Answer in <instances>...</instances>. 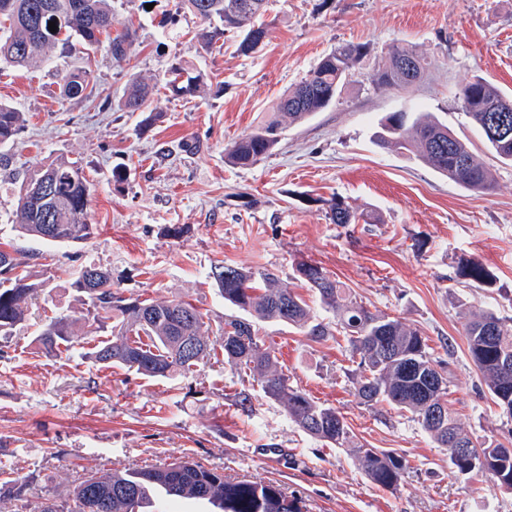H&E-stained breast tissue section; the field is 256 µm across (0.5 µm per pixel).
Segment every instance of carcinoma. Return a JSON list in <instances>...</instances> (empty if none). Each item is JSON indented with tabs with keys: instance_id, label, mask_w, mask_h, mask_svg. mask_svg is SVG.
<instances>
[{
	"instance_id": "cac0c4a2",
	"label": "carcinoma",
	"mask_w": 512,
	"mask_h": 512,
	"mask_svg": "<svg viewBox=\"0 0 512 512\" xmlns=\"http://www.w3.org/2000/svg\"><path fill=\"white\" fill-rule=\"evenodd\" d=\"M114 0H0V63L16 70L48 62L54 54H69L80 46L93 51L107 43L116 64L127 57L136 32L125 27L112 31ZM181 7L201 17L208 26L194 39L204 51L216 47L229 31H242L238 44L243 55L252 52L251 39L266 34L257 19L267 11L269 0H180ZM58 26L49 31L48 22ZM368 55L360 43H345L325 55L309 74L272 107V115L252 133L236 141L226 153L229 163L251 166L268 156L278 144L282 130L301 123L327 108L345 84L351 71ZM405 60L423 73V59L415 49L396 45L388 53L374 81L384 87L411 85L402 71ZM165 87L182 98H204L209 85L194 64L181 60L166 72ZM61 95L66 99H89L95 85L86 68L60 75ZM154 86L140 76L131 79L119 103L124 112H141L153 95ZM470 95L465 116L477 126L498 161L512 163V144L500 129L512 132V112L495 108L512 97L484 79L461 88ZM25 124L24 113L0 103V146L13 142ZM376 142L415 155L423 163L460 186L486 194L494 188L491 169L468 142L440 120L419 112H394L376 132ZM90 183L75 161L58 158L33 171L20 187L14 221L23 233L53 242H81L91 238L94 225L88 221ZM334 224H357L364 214L344 199L326 201ZM224 275L209 273L224 302L244 316L224 318L222 335L212 344L204 338L203 314L192 304L173 299L125 297L112 285L109 271L86 266L71 287L87 295L89 307L83 319L115 320L112 337L100 342L85 357L97 362L127 367L148 378H165L193 371L200 363L224 357L238 373L257 381L265 397L285 409L303 432L334 448L353 454L366 479L379 489L397 490L409 468L407 458L394 451L368 448L358 441L344 415L321 404L303 389L289 383L277 368L271 347L258 336L256 322L275 321L307 330V335L324 340L342 335L350 360L355 395L361 403L374 406L386 402L409 412L439 448L448 453L451 473L468 479L482 477L506 493H512V437L501 442H481L462 426L448 409V376L435 361L427 338L414 325L371 312L358 303L350 288L331 276L322 266L299 262L296 278L316 294L321 305L336 313L337 322L315 321L299 295L279 285L266 271H251L222 265ZM456 277L474 288H491L495 277L479 261L459 263ZM40 291L31 280L27 262L17 253L0 248V334L9 333L25 321L30 302ZM465 320L468 356L480 373L489 395L501 414L512 420V318L496 310L460 304ZM75 321L51 317L37 339L43 348L58 355L74 348L71 340ZM462 439L464 450L454 447ZM166 496L207 500L220 512H306L302 499L285 492L280 485L264 480H227L224 471L192 461H175L161 467L114 470L92 474L74 491L75 512H140L157 492Z\"/></svg>"
}]
</instances>
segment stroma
<instances>
[{
  "label": "stroma",
  "mask_w": 512,
  "mask_h": 512,
  "mask_svg": "<svg viewBox=\"0 0 512 512\" xmlns=\"http://www.w3.org/2000/svg\"><path fill=\"white\" fill-rule=\"evenodd\" d=\"M141 3L115 0L118 24L133 25L137 37L122 64L105 48L92 53L95 101L60 95L58 73L81 65L77 54L0 70V102L26 117L0 150L8 158L0 165V247L24 256L42 285L26 321L0 335V468L25 485L19 493L0 484V512H40L47 499L65 508L91 474L183 458L231 479L276 482L309 512H512V495L452 476L446 451L409 415L361 404L349 354L335 340L258 324L292 385L339 409L368 447L405 455L409 470L397 491L374 487L348 450L305 434L224 362L147 378L93 364L78 351L46 354L36 339L51 313L75 319L80 348L105 339L96 322L81 321L87 301L71 286L89 265L109 270L124 296L192 302L212 340L234 312L208 277L221 262L274 272L317 320L335 322L295 277L296 262H313L371 312L418 326L433 358L448 366V406L460 422L475 438H507L512 425L467 355L459 304L512 317V165L494 161L463 113L460 90L482 78L512 94V0H272L263 18L267 36L248 56L238 53L234 32L225 33L222 51L196 53L200 17L177 0H156L146 11ZM165 15L174 23L159 27ZM346 41L368 45L369 53L338 100L287 128L271 155L248 167L227 164L225 149ZM400 44L424 57L422 77L405 89L378 87L375 71ZM180 58L221 92L171 97L165 72ZM133 75L158 90L145 111L132 114L118 102ZM155 108L162 111L156 121ZM398 111L432 113L469 140L491 163L494 189L466 190L411 154L379 147L378 123ZM58 157L79 161L91 184L96 230L78 244L37 240L14 224L22 181ZM116 167L125 173L118 185ZM334 196L367 213L368 223H332L325 202ZM469 258L491 271L494 288L483 292L456 279L459 262Z\"/></svg>",
  "instance_id": "35a3bbf8"
}]
</instances>
